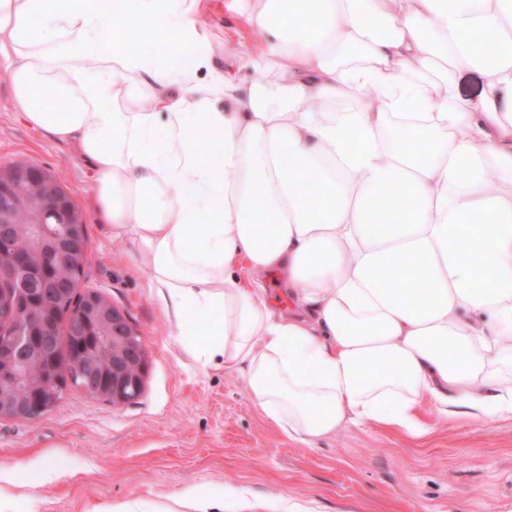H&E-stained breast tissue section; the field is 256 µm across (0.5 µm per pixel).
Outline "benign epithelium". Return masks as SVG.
<instances>
[{
    "mask_svg": "<svg viewBox=\"0 0 512 512\" xmlns=\"http://www.w3.org/2000/svg\"><path fill=\"white\" fill-rule=\"evenodd\" d=\"M7 200V191L0 188V251L9 248L15 233L8 218ZM43 232L51 241L41 261V268L46 271L64 268L75 246L89 248V240L85 237L78 238L73 233L61 236L48 225ZM12 277L22 282L30 281V287L15 293L7 288L0 290V314L12 315L17 320L10 340L0 343V412L14 418L30 419L55 406L58 403L56 394L48 386L37 387L30 390L26 399L17 401L13 398V390L24 379L27 366L52 348V332L58 322L62 289L58 282L35 277L21 266L12 270ZM109 341L114 360L112 390L108 397L115 404H123L142 388L139 376L148 369V352L126 311L115 305L112 306ZM76 377L80 379L79 390L83 393L95 397L103 395L94 364L78 357L55 361L52 383L67 386Z\"/></svg>",
    "mask_w": 512,
    "mask_h": 512,
    "instance_id": "obj_1",
    "label": "benign epithelium"
}]
</instances>
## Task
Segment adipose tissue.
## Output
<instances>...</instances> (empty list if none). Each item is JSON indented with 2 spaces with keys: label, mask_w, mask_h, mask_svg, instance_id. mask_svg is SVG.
I'll list each match as a JSON object with an SVG mask.
<instances>
[{
  "label": "adipose tissue",
  "mask_w": 512,
  "mask_h": 512,
  "mask_svg": "<svg viewBox=\"0 0 512 512\" xmlns=\"http://www.w3.org/2000/svg\"><path fill=\"white\" fill-rule=\"evenodd\" d=\"M196 2L0 0L15 111L90 170L188 354L306 444L421 434L425 399L512 417V0H245L248 81Z\"/></svg>",
  "instance_id": "adipose-tissue-1"
}]
</instances>
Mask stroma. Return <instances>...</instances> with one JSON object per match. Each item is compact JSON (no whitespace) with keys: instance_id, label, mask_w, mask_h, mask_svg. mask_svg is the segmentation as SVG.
<instances>
[{"instance_id":"1","label":"stroma","mask_w":512,"mask_h":512,"mask_svg":"<svg viewBox=\"0 0 512 512\" xmlns=\"http://www.w3.org/2000/svg\"><path fill=\"white\" fill-rule=\"evenodd\" d=\"M198 20L215 60L248 76L243 46L264 36L235 0H200ZM19 158L61 173L89 239L80 285L127 311L149 367L130 402L74 389L38 417H0V470L68 466L14 489L7 512H512L511 417L447 416L426 401L423 435L368 422L309 446L261 413L241 369L190 358L129 243L99 219L84 164L16 115L0 76V165Z\"/></svg>"}]
</instances>
